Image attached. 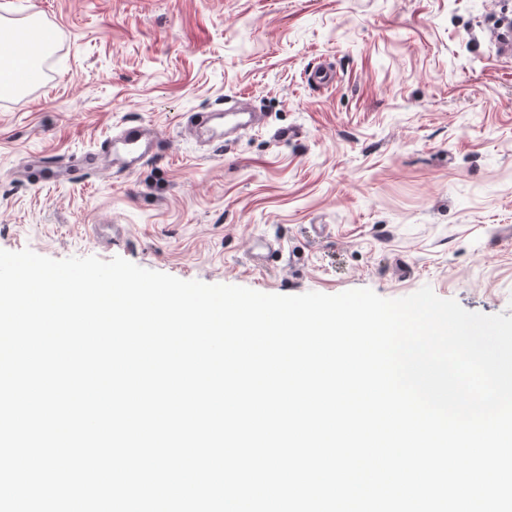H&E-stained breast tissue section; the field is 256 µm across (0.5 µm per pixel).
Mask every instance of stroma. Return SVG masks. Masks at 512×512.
<instances>
[{
  "label": "stroma",
  "mask_w": 512,
  "mask_h": 512,
  "mask_svg": "<svg viewBox=\"0 0 512 512\" xmlns=\"http://www.w3.org/2000/svg\"><path fill=\"white\" fill-rule=\"evenodd\" d=\"M499 0H0L55 40L0 97V249L263 293L424 286L512 316V62ZM330 62L335 83H308ZM230 101L262 116L222 141ZM214 112V136L186 134ZM164 145L84 167L127 124ZM78 177L46 180L49 165Z\"/></svg>",
  "instance_id": "obj_1"
}]
</instances>
